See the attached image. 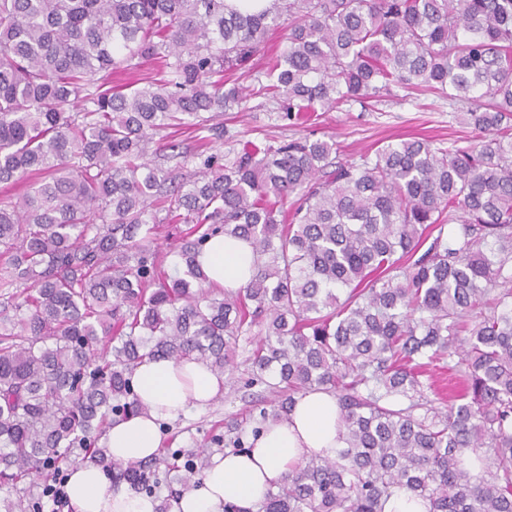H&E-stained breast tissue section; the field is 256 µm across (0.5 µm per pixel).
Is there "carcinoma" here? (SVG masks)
I'll return each instance as SVG.
<instances>
[{
    "mask_svg": "<svg viewBox=\"0 0 512 512\" xmlns=\"http://www.w3.org/2000/svg\"><path fill=\"white\" fill-rule=\"evenodd\" d=\"M285 15L286 49L252 94L292 124L396 86L469 101L485 140L388 143L330 171V140L236 139L221 160L207 113L247 101L224 73ZM148 62L159 78L112 87V71ZM167 129L171 157L199 160L188 181L146 161ZM28 180L0 196L1 489L56 479L68 448L114 487L153 497L177 471L189 488L207 452L123 465L103 433L144 409V360L222 377L255 334L244 386L269 397L227 420L224 440L250 452L311 390L336 394L346 430L335 457L304 459L258 512H383L394 488L428 512H512V0H0V184ZM172 221L188 228L169 273L155 232ZM219 234L251 247L236 291L208 286L199 261ZM440 363L463 380L444 407L421 380ZM463 448L482 451L484 475Z\"/></svg>",
    "mask_w": 512,
    "mask_h": 512,
    "instance_id": "cac0c4a2",
    "label": "carcinoma"
}]
</instances>
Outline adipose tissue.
I'll list each match as a JSON object with an SVG mask.
<instances>
[{
    "label": "adipose tissue",
    "instance_id": "adipose-tissue-1",
    "mask_svg": "<svg viewBox=\"0 0 512 512\" xmlns=\"http://www.w3.org/2000/svg\"><path fill=\"white\" fill-rule=\"evenodd\" d=\"M200 261L210 282L235 290L247 285L253 256L245 242L220 235L206 243ZM134 383L144 411L117 421L108 432V451L119 463L154 457L161 446L160 422L177 419L192 407L205 409L222 387L202 365L162 359L139 365ZM343 445L335 395L306 392L287 420L266 424L251 452L213 456L200 483L181 492L170 512H224L228 503L256 506L292 466L312 454L335 456ZM67 487L70 512H155L157 506L126 488L111 487L105 472L93 466H74Z\"/></svg>",
    "mask_w": 512,
    "mask_h": 512
}]
</instances>
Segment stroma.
<instances>
[{"label": "stroma", "mask_w": 512, "mask_h": 512, "mask_svg": "<svg viewBox=\"0 0 512 512\" xmlns=\"http://www.w3.org/2000/svg\"><path fill=\"white\" fill-rule=\"evenodd\" d=\"M466 109L462 102H451L429 92L408 96L394 87L362 104L315 112L311 124L297 127L282 119L272 102L255 97L249 100L245 111L214 113L213 123L223 124L230 137L215 141L213 150L227 155L233 137L280 142L312 135L333 139L336 159L343 162L400 140L428 138L445 144L459 139L474 146L481 143L484 135L461 124L459 115ZM252 348L249 341H241L234 366L224 372L220 397L206 409H192L177 420L164 422L160 430L164 447L189 452L203 448L211 455L225 452L224 443L217 440L224 432V420L244 413L251 400L236 380L246 369Z\"/></svg>", "instance_id": "stroma-1"}]
</instances>
